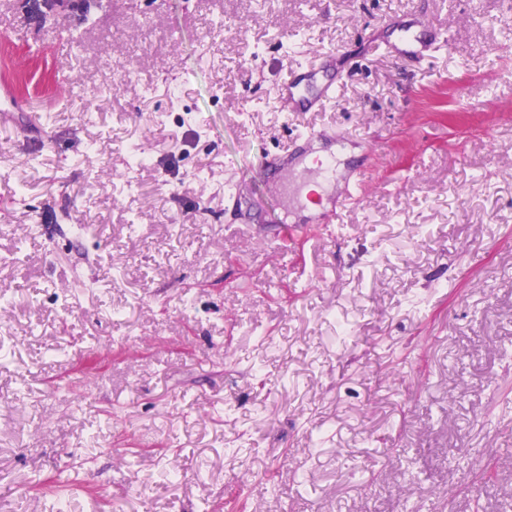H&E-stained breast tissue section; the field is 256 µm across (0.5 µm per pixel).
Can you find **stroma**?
Masks as SVG:
<instances>
[{"instance_id": "35a3bbf8", "label": "stroma", "mask_w": 512, "mask_h": 512, "mask_svg": "<svg viewBox=\"0 0 512 512\" xmlns=\"http://www.w3.org/2000/svg\"><path fill=\"white\" fill-rule=\"evenodd\" d=\"M408 13L450 36L422 63L380 48ZM510 15L0 0V82L44 120L0 124V255L25 244L0 266V512H52L72 473L70 512H403V470L417 512H512ZM326 50L335 102L283 111L290 61ZM296 129L351 150L326 200L369 167L335 223L259 162Z\"/></svg>"}]
</instances>
